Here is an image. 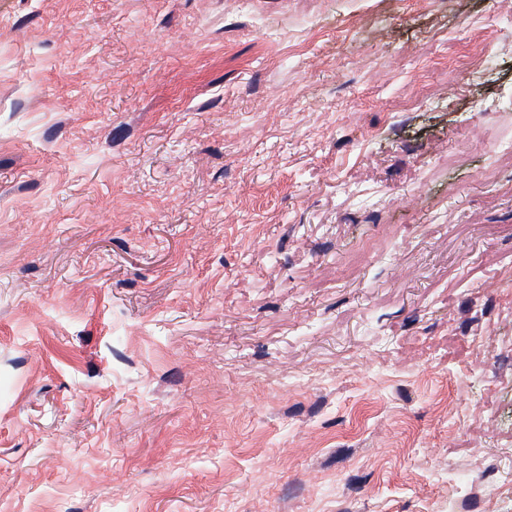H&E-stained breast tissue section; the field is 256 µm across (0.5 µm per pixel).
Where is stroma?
<instances>
[{"instance_id": "35a3bbf8", "label": "stroma", "mask_w": 512, "mask_h": 512, "mask_svg": "<svg viewBox=\"0 0 512 512\" xmlns=\"http://www.w3.org/2000/svg\"><path fill=\"white\" fill-rule=\"evenodd\" d=\"M492 136L512 0H0V512H512Z\"/></svg>"}]
</instances>
